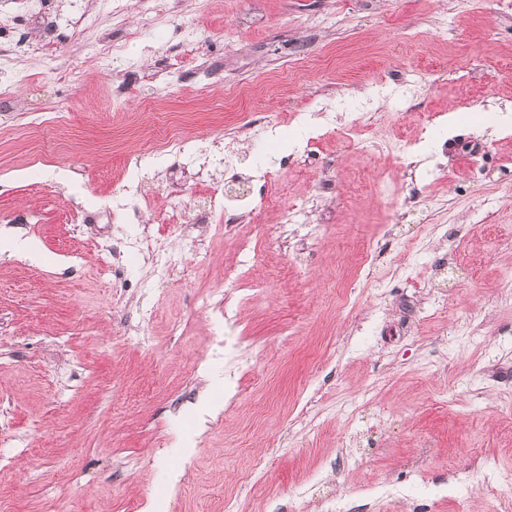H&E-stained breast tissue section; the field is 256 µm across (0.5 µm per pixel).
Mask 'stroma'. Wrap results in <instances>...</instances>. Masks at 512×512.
I'll list each match as a JSON object with an SVG mask.
<instances>
[{"instance_id":"stroma-1","label":"stroma","mask_w":512,"mask_h":512,"mask_svg":"<svg viewBox=\"0 0 512 512\" xmlns=\"http://www.w3.org/2000/svg\"><path fill=\"white\" fill-rule=\"evenodd\" d=\"M0 52V230L36 252L0 254V512L512 506V0H0ZM413 68L298 149V113ZM448 113L410 166L365 148ZM213 186L250 190L235 226L196 222ZM243 256L240 267L234 272L224 275V282L220 288H225L224 292L239 295V300L246 301L249 299L250 292L253 288L251 281L247 276V270L250 263L255 259V255L251 256L249 246L243 245ZM254 262V261H253Z\"/></svg>"}]
</instances>
